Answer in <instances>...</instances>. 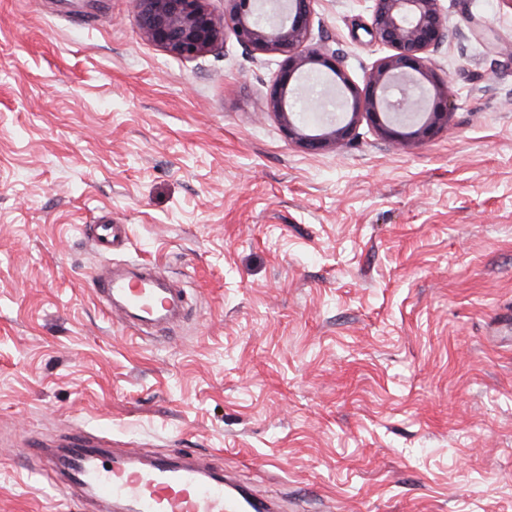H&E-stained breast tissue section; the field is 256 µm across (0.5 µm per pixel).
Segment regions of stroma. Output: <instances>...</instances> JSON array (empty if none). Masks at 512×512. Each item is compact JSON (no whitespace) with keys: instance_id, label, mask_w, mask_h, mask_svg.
Wrapping results in <instances>:
<instances>
[{"instance_id":"35a3bbf8","label":"stroma","mask_w":512,"mask_h":512,"mask_svg":"<svg viewBox=\"0 0 512 512\" xmlns=\"http://www.w3.org/2000/svg\"><path fill=\"white\" fill-rule=\"evenodd\" d=\"M443 7L447 124L308 150L234 37L186 61L129 0H0V512H99L35 458L79 433L278 512H512V0ZM370 22L314 4L358 83ZM333 86L302 80L309 133ZM104 218L128 248L89 242ZM135 260L186 290L163 335L91 286Z\"/></svg>"}]
</instances>
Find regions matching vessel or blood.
I'll return each instance as SVG.
<instances>
[{"label":"vessel or blood","mask_w":512,"mask_h":512,"mask_svg":"<svg viewBox=\"0 0 512 512\" xmlns=\"http://www.w3.org/2000/svg\"><path fill=\"white\" fill-rule=\"evenodd\" d=\"M95 246L111 249L123 245L124 229L118 224H93L87 229ZM94 288L107 301H120V311L161 325L167 323L178 296L170 288L155 287L147 277L126 279L95 273ZM83 439L70 441L65 454L41 449L49 472H65L68 487L85 502L121 504L125 512H255L256 507L233 486L209 470L157 457L150 452L115 454L89 452Z\"/></svg>","instance_id":"1"}]
</instances>
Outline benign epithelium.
I'll list each match as a JSON object with an SVG mask.
<instances>
[{"mask_svg": "<svg viewBox=\"0 0 512 512\" xmlns=\"http://www.w3.org/2000/svg\"><path fill=\"white\" fill-rule=\"evenodd\" d=\"M316 0H224V18L208 0H132L141 30L152 43L193 60L224 41L229 31L247 50L281 57L269 85L268 110L289 139L317 150L349 137L360 121L390 142L432 137L448 122V79L433 56L457 32L448 24L443 0H372L371 32L389 53L371 66L363 86L347 75L343 59L311 37ZM325 70L338 79L345 112L308 134L292 110L295 82L306 72Z\"/></svg>", "mask_w": 512, "mask_h": 512, "instance_id": "7a95c632", "label": "benign epithelium"}]
</instances>
